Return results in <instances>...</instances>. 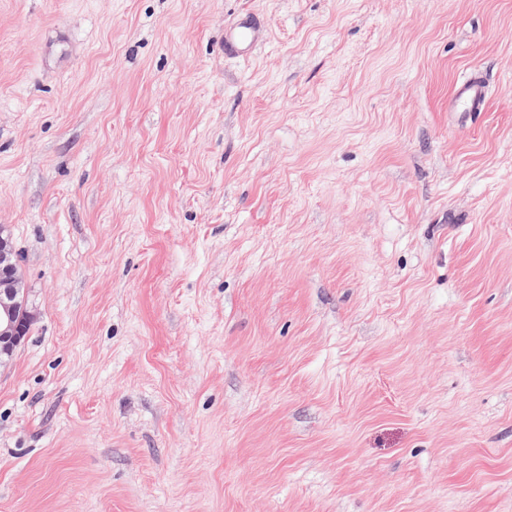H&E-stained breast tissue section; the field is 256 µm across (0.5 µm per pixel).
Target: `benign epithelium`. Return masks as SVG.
I'll return each instance as SVG.
<instances>
[{"instance_id":"7a95c632","label":"benign epithelium","mask_w":512,"mask_h":512,"mask_svg":"<svg viewBox=\"0 0 512 512\" xmlns=\"http://www.w3.org/2000/svg\"><path fill=\"white\" fill-rule=\"evenodd\" d=\"M34 319L19 270V255L8 228L0 225V357H9Z\"/></svg>"}]
</instances>
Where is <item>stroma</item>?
Segmentation results:
<instances>
[{
  "instance_id": "obj_1",
  "label": "stroma",
  "mask_w": 512,
  "mask_h": 512,
  "mask_svg": "<svg viewBox=\"0 0 512 512\" xmlns=\"http://www.w3.org/2000/svg\"><path fill=\"white\" fill-rule=\"evenodd\" d=\"M1 224L0 512H512V0H0ZM259 27L254 20H246L230 28L224 37V53L227 55L240 54L256 38ZM34 319L19 270V255L8 228L0 225V360L10 357Z\"/></svg>"
}]
</instances>
